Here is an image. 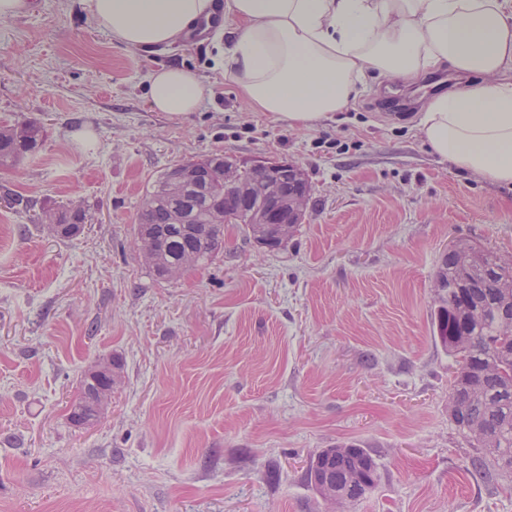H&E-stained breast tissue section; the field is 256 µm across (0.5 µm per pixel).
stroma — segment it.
I'll list each match as a JSON object with an SVG mask.
<instances>
[{
	"instance_id": "35a3bbf8",
	"label": "stroma",
	"mask_w": 512,
	"mask_h": 512,
	"mask_svg": "<svg viewBox=\"0 0 512 512\" xmlns=\"http://www.w3.org/2000/svg\"><path fill=\"white\" fill-rule=\"evenodd\" d=\"M28 2L0 22V126L43 128L0 167V512H512V478L470 472L431 325L451 242L512 255V185L430 152L425 79L368 75L295 130L243 105L211 41L125 50L84 0ZM169 64L208 89L181 120L147 103ZM215 154L301 168L303 221L276 249L225 225L223 253L157 278L135 243L146 186ZM71 207L88 221L59 237L45 216ZM106 362L99 421L74 425ZM347 442L381 480L331 501L306 470ZM112 375V367H104L95 371H92L86 375V381L89 384H93L95 386H88L86 387V381L84 379L82 390H81V397L72 405V412H71V420L72 422L77 425H83L90 422V420H96L99 416L94 415L93 417V407L90 402H92L94 408L96 406V398L97 395H90V402L86 400V395L91 392L98 393H108L110 394L112 392V380L103 378L105 376H111ZM103 378V379H102ZM101 379V380H99ZM97 380H99L97 382ZM97 382V384H96ZM93 417V418H92Z\"/></svg>"
}]
</instances>
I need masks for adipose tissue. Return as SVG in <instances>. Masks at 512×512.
Wrapping results in <instances>:
<instances>
[{"label":"adipose tissue","instance_id":"1","mask_svg":"<svg viewBox=\"0 0 512 512\" xmlns=\"http://www.w3.org/2000/svg\"><path fill=\"white\" fill-rule=\"evenodd\" d=\"M115 45L151 52L184 41L213 0H85ZM230 33L217 63L244 104L311 129L334 117L366 73L413 79L446 66L465 85L434 97L417 129L458 169L512 184V0H224ZM153 111L182 119L206 95L200 76L162 66L146 78Z\"/></svg>","mask_w":512,"mask_h":512}]
</instances>
